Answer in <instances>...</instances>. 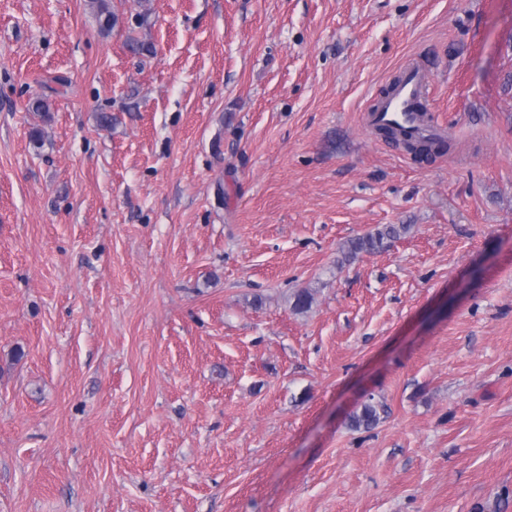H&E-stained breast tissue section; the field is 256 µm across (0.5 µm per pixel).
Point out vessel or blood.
I'll return each instance as SVG.
<instances>
[{"label": "vessel or blood", "mask_w": 512, "mask_h": 512, "mask_svg": "<svg viewBox=\"0 0 512 512\" xmlns=\"http://www.w3.org/2000/svg\"><path fill=\"white\" fill-rule=\"evenodd\" d=\"M429 78L420 67L411 66L402 73L397 85L384 97L378 107L371 111L372 125H388L430 135L429 124L422 122L418 103L428 95Z\"/></svg>", "instance_id": "b4317fda"}]
</instances>
